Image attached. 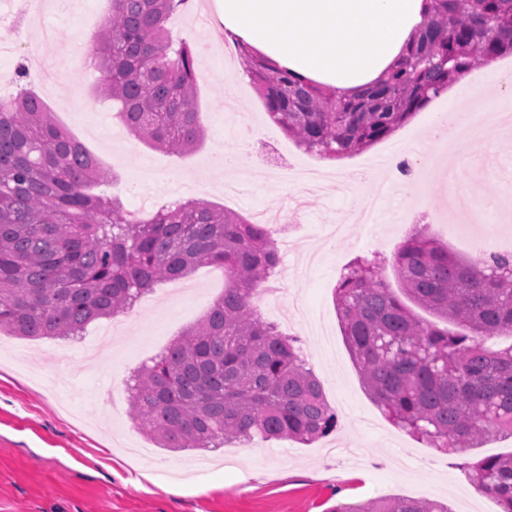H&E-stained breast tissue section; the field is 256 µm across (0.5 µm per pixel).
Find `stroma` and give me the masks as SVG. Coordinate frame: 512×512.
Here are the masks:
<instances>
[{"label": "stroma", "mask_w": 512, "mask_h": 512, "mask_svg": "<svg viewBox=\"0 0 512 512\" xmlns=\"http://www.w3.org/2000/svg\"><path fill=\"white\" fill-rule=\"evenodd\" d=\"M83 6L78 13L59 0L45 13L53 25L51 39H39L21 16L0 26V43L25 38L44 59V69L30 73L29 82L55 122L118 174L112 191L127 208L139 212L144 202L159 206L178 194L248 218L259 210L291 216L284 226L290 244L280 252L274 290L258 301L257 310L273 324H281L278 303L296 310L282 331L299 338L338 425L308 445L257 436L216 450L181 451L158 447L139 428L128 393L115 384L165 350L222 295L220 267L205 265L156 286L129 311L93 321L74 339L0 333V512H330L339 503L396 495L435 499L452 512H500L461 463L510 454L512 438L489 437L462 457L394 426L366 391L341 331L334 289L357 258L384 259L388 283L399 285L392 260L409 227L392 223L391 214L401 199L389 201L379 224H349L341 235L327 236L325 228L338 211L364 204L366 189L348 196L334 182L327 192L312 195L270 178L272 167H317L321 160L270 121L237 56L210 54L209 27L195 21L190 9L171 16L166 26L209 65L197 96L203 144L176 156L125 135L122 146L110 147L108 133L122 132L123 126L109 103L91 102L98 74L88 69L86 55L111 2L83 0ZM70 45L81 54L64 70L59 57ZM488 77L487 67L474 68L454 84V97L432 99L390 137L346 157V165L357 168L397 149H426L423 129L431 110L446 109L455 99L482 98ZM486 135L494 140L492 148L471 147L453 161L444 153L434 157L418 191L427 207L425 234L466 261L479 254L471 230L444 218L449 180L458 181L467 197L500 211L512 209V137H496L491 129ZM222 150L240 152L246 173L241 191L231 196L208 173ZM54 350L68 355L66 366H54Z\"/></svg>", "instance_id": "35a3bbf8"}]
</instances>
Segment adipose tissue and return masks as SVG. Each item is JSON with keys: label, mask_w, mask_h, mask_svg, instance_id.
I'll list each match as a JSON object with an SVG mask.
<instances>
[{"label": "adipose tissue", "mask_w": 512, "mask_h": 512, "mask_svg": "<svg viewBox=\"0 0 512 512\" xmlns=\"http://www.w3.org/2000/svg\"><path fill=\"white\" fill-rule=\"evenodd\" d=\"M213 38L233 34L304 80L343 96L402 65L424 0H214Z\"/></svg>", "instance_id": "ef3b65f1"}]
</instances>
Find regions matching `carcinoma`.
<instances>
[{"mask_svg": "<svg viewBox=\"0 0 512 512\" xmlns=\"http://www.w3.org/2000/svg\"><path fill=\"white\" fill-rule=\"evenodd\" d=\"M94 37L95 96L125 128L167 153L203 141L194 51L165 23L187 0H111ZM427 22L406 62L356 97L303 82L251 46L237 53L269 119L307 153H360L407 124L468 72L512 55V0H426ZM59 128L28 84L0 99V332L70 339L164 280L198 265L224 269V295L199 323L134 376L130 402L161 448L218 449L255 435L311 444L336 430V410L298 339L261 320L256 299L280 262L265 224L205 199L167 202L143 218ZM403 294L456 329L419 320L380 264L358 260L335 289L348 349L385 417L428 444L463 455L512 435V253L465 262L425 235L394 256ZM476 488L512 512V454L466 463ZM330 512H450L406 496L340 503Z\"/></svg>", "mask_w": 512, "mask_h": 512, "instance_id": "cac0c4a2", "label": "carcinoma"}]
</instances>
